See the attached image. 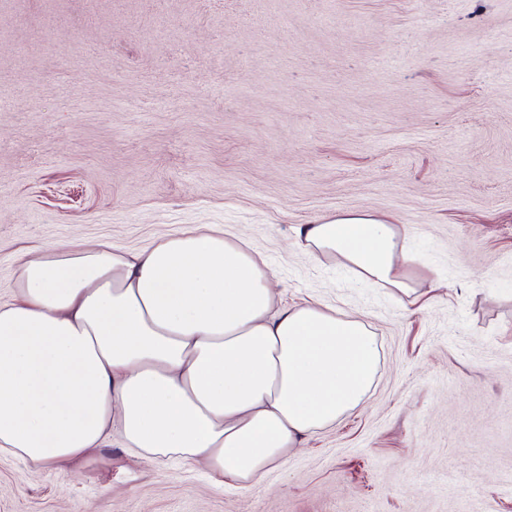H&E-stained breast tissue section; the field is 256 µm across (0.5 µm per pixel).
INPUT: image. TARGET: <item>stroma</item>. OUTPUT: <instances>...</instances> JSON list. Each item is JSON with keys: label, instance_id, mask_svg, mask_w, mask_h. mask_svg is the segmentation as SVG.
Wrapping results in <instances>:
<instances>
[{"label": "stroma", "instance_id": "1", "mask_svg": "<svg viewBox=\"0 0 512 512\" xmlns=\"http://www.w3.org/2000/svg\"><path fill=\"white\" fill-rule=\"evenodd\" d=\"M349 212L432 288L297 244ZM203 225L363 318L364 402L248 489L116 439L1 456L0 512H512V0H0V303L26 253Z\"/></svg>", "mask_w": 512, "mask_h": 512}]
</instances>
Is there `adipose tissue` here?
Here are the masks:
<instances>
[{
  "instance_id": "ef3b65f1",
  "label": "adipose tissue",
  "mask_w": 512,
  "mask_h": 512,
  "mask_svg": "<svg viewBox=\"0 0 512 512\" xmlns=\"http://www.w3.org/2000/svg\"><path fill=\"white\" fill-rule=\"evenodd\" d=\"M404 295L417 281L400 225L370 212L299 227ZM0 303V455L42 468L109 437L137 459L172 457L255 487L271 467L365 400L379 365L360 316L277 302L266 261L207 228L135 253L63 245L20 260Z\"/></svg>"
}]
</instances>
